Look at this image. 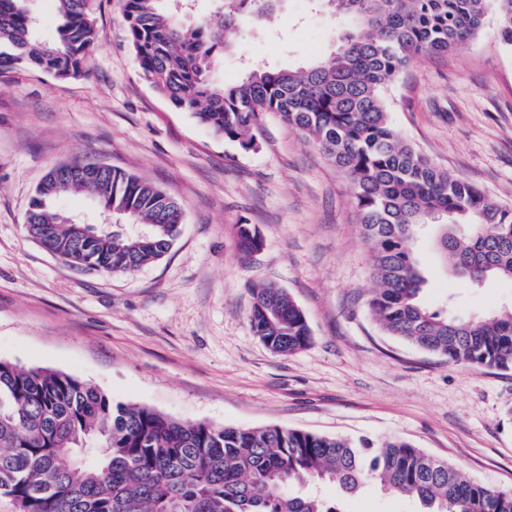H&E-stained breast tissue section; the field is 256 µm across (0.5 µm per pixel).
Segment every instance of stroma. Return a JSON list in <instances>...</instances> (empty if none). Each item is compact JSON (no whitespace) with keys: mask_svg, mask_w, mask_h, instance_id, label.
Masks as SVG:
<instances>
[{"mask_svg":"<svg viewBox=\"0 0 512 512\" xmlns=\"http://www.w3.org/2000/svg\"><path fill=\"white\" fill-rule=\"evenodd\" d=\"M123 0H94L86 71L59 80L0 75V360L77 377L114 401L215 426H282L347 438L406 439L480 483L512 490V370L463 369L383 335L346 177L273 115L238 144L175 110L138 75ZM344 24L306 0H281L233 33L215 81L257 64L295 70L329 59ZM393 125L417 150L512 205V49L494 14L455 51L416 58L385 92ZM86 158L179 199L180 233L132 274L80 272L29 237L39 182ZM263 248L242 257L234 224ZM436 228L415 249L423 303L467 318L512 308V281L469 287L439 256ZM273 281L302 307L310 345L272 353L248 319L250 288ZM344 512H418L368 489Z\"/></svg>","mask_w":512,"mask_h":512,"instance_id":"obj_1","label":"stroma"}]
</instances>
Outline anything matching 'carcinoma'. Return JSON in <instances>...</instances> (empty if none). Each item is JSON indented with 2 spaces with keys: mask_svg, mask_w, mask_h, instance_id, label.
I'll use <instances>...</instances> for the list:
<instances>
[{
  "mask_svg": "<svg viewBox=\"0 0 512 512\" xmlns=\"http://www.w3.org/2000/svg\"><path fill=\"white\" fill-rule=\"evenodd\" d=\"M28 0H0V73L34 69L59 79L84 72L97 39L93 0H54L58 38L35 37ZM164 0H124L127 38L141 79L180 112L244 150L274 114L315 145L350 185L370 243L377 288L368 309L382 333L446 363L512 369V310L478 320L431 311L413 239L438 225L437 248L474 286L512 280V207L488 198L420 153L389 120L384 93L415 58L447 54L472 38L494 8L500 43L512 48V0H346L354 24L327 61L298 70L252 67L234 85L212 78L225 35L243 13L271 0H218L217 20L178 22ZM60 163L46 173L25 215L29 236L83 270L132 273L160 260L184 209L166 191L108 165ZM89 192L112 216L147 225L132 234L87 233L56 208ZM238 248L262 240L235 225ZM249 320L272 352L311 340L307 317L272 283L251 289ZM327 484L341 497L366 486L419 501L421 512H512V492L467 478L448 462L390 437H330L279 426L219 427L115 403L63 372L0 361V501L11 512H343L301 491Z\"/></svg>",
  "mask_w": 512,
  "mask_h": 512,
  "instance_id": "obj_1",
  "label": "carcinoma"
}]
</instances>
